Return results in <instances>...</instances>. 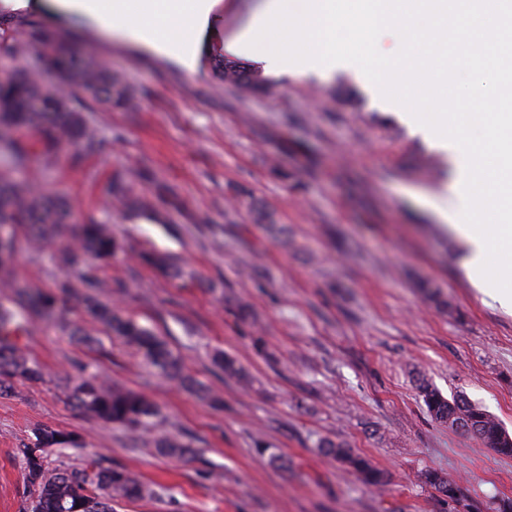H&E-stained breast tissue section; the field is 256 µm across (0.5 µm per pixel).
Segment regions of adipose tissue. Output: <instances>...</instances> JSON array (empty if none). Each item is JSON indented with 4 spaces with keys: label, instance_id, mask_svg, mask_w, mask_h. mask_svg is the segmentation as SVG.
<instances>
[{
    "label": "adipose tissue",
    "instance_id": "ef3b65f1",
    "mask_svg": "<svg viewBox=\"0 0 512 512\" xmlns=\"http://www.w3.org/2000/svg\"><path fill=\"white\" fill-rule=\"evenodd\" d=\"M216 2L0 0L14 11L51 7L81 16L189 72L197 66ZM437 30L447 32V41H423V34ZM224 49L286 73L350 68L358 52L393 78L417 59L424 63L418 80L423 88L451 66L468 68L469 96H446L442 112L417 127L455 164L446 193L431 204L461 249L462 268L486 305L512 313V113L492 109L512 89L502 76L503 62L512 59V23L503 18V0H257ZM460 115L479 129L478 138L456 126Z\"/></svg>",
    "mask_w": 512,
    "mask_h": 512
}]
</instances>
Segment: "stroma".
Wrapping results in <instances>:
<instances>
[{"mask_svg":"<svg viewBox=\"0 0 512 512\" xmlns=\"http://www.w3.org/2000/svg\"><path fill=\"white\" fill-rule=\"evenodd\" d=\"M51 24L83 32L81 52L120 74L138 106L94 109L100 149L79 163L61 150L41 188L110 225L126 250L97 268L111 286L103 302L164 336L224 407L157 378L103 330L89 348L67 328L33 323L20 347L47 378L16 379L0 398V512H20L25 472L14 451L38 424L78 434L84 455L156 486L158 498L119 512H454L425 485L429 469L460 483L481 512L512 499V458L432 420L417 389L422 378L464 396L512 432V314L485 306L459 267L428 203L450 179L448 160L406 117L439 111L442 91L417 99L406 69L390 101L373 78L339 70L271 73L245 95L205 65L186 72L79 17ZM116 169L134 176L139 196L164 191L172 206L102 210ZM261 210L287 237L257 223ZM148 249L173 257L185 278L143 263ZM14 274L46 289L72 272L32 242ZM238 299L251 319L238 318ZM216 348L241 361L250 385L214 374ZM83 367L154 401L166 432L192 436L196 457L162 456L67 404L64 386ZM325 437L366 457L386 485L366 487L324 456ZM272 451L285 466L269 464Z\"/></svg>","mask_w":512,"mask_h":512,"instance_id":"obj_1","label":"stroma"}]
</instances>
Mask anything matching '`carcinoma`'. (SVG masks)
Listing matches in <instances>:
<instances>
[{"label": "carcinoma", "mask_w": 512, "mask_h": 512, "mask_svg": "<svg viewBox=\"0 0 512 512\" xmlns=\"http://www.w3.org/2000/svg\"><path fill=\"white\" fill-rule=\"evenodd\" d=\"M71 37L72 33L53 29L37 18L19 19L0 14V57L12 62L8 79L0 81V270L15 261L25 237L42 242L66 239L58 259L82 270L86 313L112 335L135 347L143 365L151 372L192 387L194 381L184 373L180 356L173 353L163 337L124 315L119 308L96 299L109 284L94 274L93 263L106 262L124 251L110 227L91 219L76 222L73 209L65 199L47 195L37 187L39 174L27 180L13 177L31 167L35 150L48 160L67 145H78L86 151L99 145L97 129L75 105L77 96H85L103 110L132 100L125 81L104 64L61 50L62 43ZM36 46L51 50L50 62L57 74L54 88L46 87L41 72L26 63L28 51ZM206 65L213 78L243 94L264 87L258 67L228 57L222 51L208 55ZM101 193L106 206L146 205L122 172L113 173ZM4 285L10 294L0 298V397L11 394L17 377L35 382L44 379L43 368L23 355L17 339L27 335L35 321L45 324L60 321L64 312L60 295L71 289L68 281H61L48 291L32 290L20 281H6ZM211 364L227 379L243 386L250 383L245 367L222 350L214 352ZM418 390L433 420L450 423L496 453L512 457V443L502 440L506 430L482 406L460 395L448 399L423 378L419 380ZM64 395L80 412L133 433L161 425L156 406L145 396L114 387L97 376L74 379ZM154 446L164 456L195 457L192 438L186 435L159 436ZM81 447L83 444L76 435L43 425L34 429L29 442L16 449L24 462L27 486L23 512H114V506L123 502L156 497L154 487L128 468L106 465L93 457L79 465L62 461L53 466L48 461L54 451L61 453ZM318 448L323 455L356 474L364 485L381 488L386 484L381 470L345 444L323 438ZM423 479L437 493L463 505L466 512L476 509L468 502L461 486L441 472L428 470Z\"/></svg>", "instance_id": "carcinoma-1"}]
</instances>
